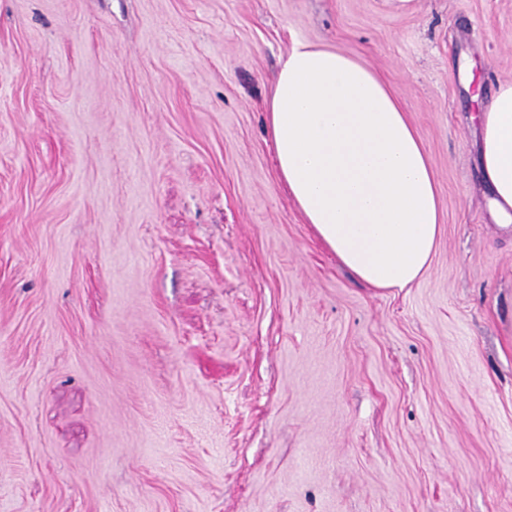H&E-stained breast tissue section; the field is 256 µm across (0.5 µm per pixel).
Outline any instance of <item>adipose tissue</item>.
I'll list each match as a JSON object with an SVG mask.
<instances>
[{"instance_id":"obj_1","label":"adipose tissue","mask_w":512,"mask_h":512,"mask_svg":"<svg viewBox=\"0 0 512 512\" xmlns=\"http://www.w3.org/2000/svg\"><path fill=\"white\" fill-rule=\"evenodd\" d=\"M476 119L498 223H512V81ZM278 177L319 240L373 288L427 269L441 211L423 141L396 92L356 56L296 45L267 107Z\"/></svg>"}]
</instances>
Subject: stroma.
<instances>
[{
  "label": "stroma",
  "mask_w": 512,
  "mask_h": 512,
  "mask_svg": "<svg viewBox=\"0 0 512 512\" xmlns=\"http://www.w3.org/2000/svg\"><path fill=\"white\" fill-rule=\"evenodd\" d=\"M360 56L442 224L371 288L282 186L299 43ZM512 0H0V512H512ZM474 118L481 130L479 161L499 224L512 223V81L499 83L491 103Z\"/></svg>",
  "instance_id": "stroma-1"
}]
</instances>
